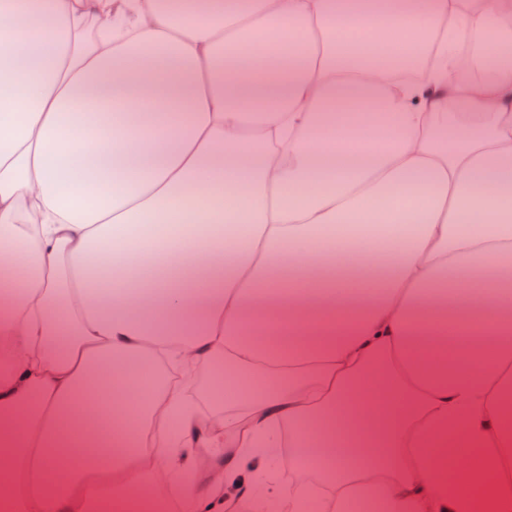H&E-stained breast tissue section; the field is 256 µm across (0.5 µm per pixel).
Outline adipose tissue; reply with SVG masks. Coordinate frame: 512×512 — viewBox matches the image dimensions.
<instances>
[{
    "instance_id": "1",
    "label": "adipose tissue",
    "mask_w": 512,
    "mask_h": 512,
    "mask_svg": "<svg viewBox=\"0 0 512 512\" xmlns=\"http://www.w3.org/2000/svg\"><path fill=\"white\" fill-rule=\"evenodd\" d=\"M220 359L229 441L159 377ZM284 442L324 512H512V0H0V512L220 447L293 512Z\"/></svg>"
}]
</instances>
